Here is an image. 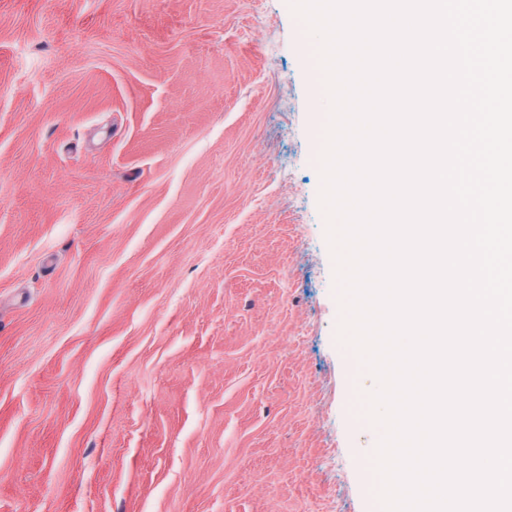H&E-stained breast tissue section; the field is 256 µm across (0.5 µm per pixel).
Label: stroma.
I'll return each mask as SVG.
<instances>
[{
  "label": "stroma",
  "instance_id": "obj_1",
  "mask_svg": "<svg viewBox=\"0 0 512 512\" xmlns=\"http://www.w3.org/2000/svg\"><path fill=\"white\" fill-rule=\"evenodd\" d=\"M288 0H0V512H381Z\"/></svg>",
  "mask_w": 512,
  "mask_h": 512
}]
</instances>
